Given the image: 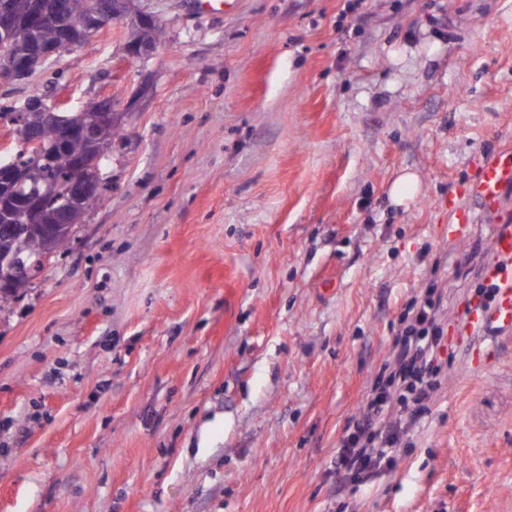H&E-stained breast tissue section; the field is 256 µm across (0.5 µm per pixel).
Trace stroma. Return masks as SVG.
Here are the masks:
<instances>
[{
	"label": "stroma",
	"instance_id": "35a3bbf8",
	"mask_svg": "<svg viewBox=\"0 0 512 512\" xmlns=\"http://www.w3.org/2000/svg\"><path fill=\"white\" fill-rule=\"evenodd\" d=\"M149 0L31 77L125 140L71 242L0 309V512H336L339 439L411 300L441 297L430 412L356 512H512V334L463 341L498 225L445 202L512 149V0ZM419 188L390 190L403 172ZM447 261L432 276L436 258ZM418 189V180L414 173L406 172L400 175L391 189V199L396 205H403Z\"/></svg>",
	"mask_w": 512,
	"mask_h": 512
}]
</instances>
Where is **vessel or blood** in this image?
I'll list each match as a JSON object with an SVG mask.
<instances>
[{"mask_svg": "<svg viewBox=\"0 0 512 512\" xmlns=\"http://www.w3.org/2000/svg\"><path fill=\"white\" fill-rule=\"evenodd\" d=\"M477 175L466 186L458 187L456 196L474 198L484 214L496 218L501 226L494 237L492 249L496 262L484 269L485 280L497 292L492 305L474 310L469 332L480 333L483 342L494 344L500 335L512 333V218L503 214V195L512 187V150L475 162Z\"/></svg>", "mask_w": 512, "mask_h": 512, "instance_id": "1", "label": "vessel or blood"}]
</instances>
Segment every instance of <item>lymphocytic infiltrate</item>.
<instances>
[{
    "mask_svg": "<svg viewBox=\"0 0 512 512\" xmlns=\"http://www.w3.org/2000/svg\"><path fill=\"white\" fill-rule=\"evenodd\" d=\"M411 311L394 343L393 369L386 381L372 387L360 416L347 424L339 441L334 462L338 490L362 485L392 464L404 435L430 411L445 346L434 286L415 298Z\"/></svg>",
    "mask_w": 512,
    "mask_h": 512,
    "instance_id": "lymphocytic-infiltrate-1",
    "label": "lymphocytic infiltrate"
}]
</instances>
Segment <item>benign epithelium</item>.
<instances>
[{
	"label": "benign epithelium",
	"mask_w": 512,
	"mask_h": 512,
	"mask_svg": "<svg viewBox=\"0 0 512 512\" xmlns=\"http://www.w3.org/2000/svg\"><path fill=\"white\" fill-rule=\"evenodd\" d=\"M142 0H125L124 6L111 8L107 0H98L97 5L86 12L79 22L69 23L60 16L42 17L44 25H54L58 29V40L45 44L32 40L27 49L16 53L13 50L14 37L27 28L13 11L10 0H0V83L22 80L30 77L50 57L71 51L94 37L102 28L116 20L130 19L128 39L124 51L130 58H143L151 55L156 45L140 37V32L158 19L155 14L141 6ZM122 113L116 109V103L107 97L100 98L99 111L79 124L59 111V106L46 96L29 97L18 109L12 122L15 130L21 133L27 146L39 144L42 131L54 127L64 136L79 134L92 142L99 136L100 129L117 123ZM40 171L28 166H20L12 160L0 165V183L4 189L20 194L22 211L20 216L0 224V238L15 243V248L0 252V293L5 294L14 287L19 279L30 280L34 268L27 265L22 258L21 246L32 234H38L46 240L70 235L73 223L72 209L66 206L45 213L43 199L49 190L41 191L32 187L23 191L26 183H36ZM104 177L99 171L91 177L86 176L81 168H76L70 184L72 201L86 203L96 197L103 189Z\"/></svg>",
	"instance_id": "benign-epithelium-1"
}]
</instances>
